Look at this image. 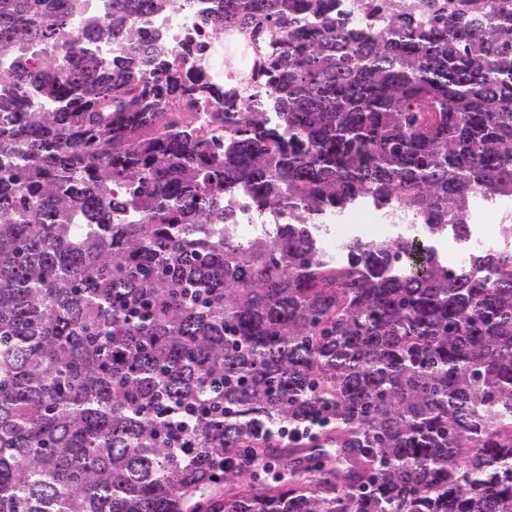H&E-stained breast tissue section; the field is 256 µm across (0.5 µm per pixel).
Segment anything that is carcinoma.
Instances as JSON below:
<instances>
[{"label": "carcinoma", "instance_id": "cac0c4a2", "mask_svg": "<svg viewBox=\"0 0 512 512\" xmlns=\"http://www.w3.org/2000/svg\"><path fill=\"white\" fill-rule=\"evenodd\" d=\"M104 2L72 36L83 0H0V512H512V253L333 266L312 233L359 198L431 236L512 199V0H204L278 126L134 25L177 0ZM233 197L289 221L239 244ZM318 424L364 467L241 485ZM224 107L221 102L213 99H205L199 101L198 106L190 116L197 125L204 126L209 129H214L213 133H224V124L218 122L217 112H223Z\"/></svg>", "mask_w": 512, "mask_h": 512}]
</instances>
